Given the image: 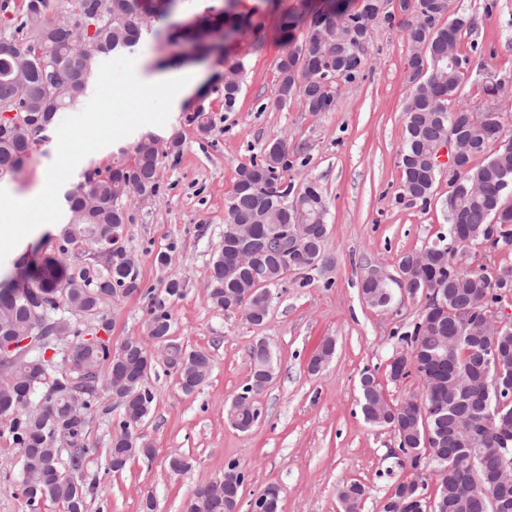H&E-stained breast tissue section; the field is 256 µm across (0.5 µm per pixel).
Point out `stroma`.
Here are the masks:
<instances>
[{
    "label": "stroma",
    "instance_id": "stroma-1",
    "mask_svg": "<svg viewBox=\"0 0 512 512\" xmlns=\"http://www.w3.org/2000/svg\"><path fill=\"white\" fill-rule=\"evenodd\" d=\"M331 0H179L176 8L156 18L152 34L133 52L103 58L82 100L60 112L48 139L16 172L0 176L13 190L30 191L42 173L55 177L54 222L40 233L26 224H0V275L12 273L21 255L38 260L52 255L59 228L68 212L64 192L85 172L109 164L113 155L131 150L139 137L152 132L160 139L181 134L177 161H165L162 188L146 201L129 202L131 220L126 245L138 261L143 288L162 293L168 280L185 285L183 297L171 302L173 336L184 347L209 355L212 372L196 392L184 394L178 376L157 362L146 385L154 395L150 415L139 433L156 450L152 463L136 460L121 472L109 468L107 450L122 410L111 394L101 393L99 408L86 429L91 449L82 477L96 489L86 512H143L153 498L155 512H184L194 489L220 478L235 461L246 472L239 512L271 483L281 489L280 512H342L338 489L355 481L365 488L361 512H383L397 482L408 477L398 438L388 428L368 425L358 406L359 378L370 370L390 402L420 393L416 375L391 379L388 363L403 350L401 335L412 329L423 301L395 291L387 309L369 307L361 296V275L371 265L397 273L404 254L422 249L448 226L444 200L448 180L440 178L429 206L399 203L398 150L404 136L403 112L408 91V42L403 31L382 21L370 25L365 66L352 81H339L332 111L312 114L299 101L286 108L275 104L278 63L289 40H301L310 17L326 10ZM454 8L472 16L473 30L464 32L459 50L477 63L478 72L463 86L459 99L479 111L496 105L512 135V0H453ZM228 11L238 29L224 40L221 53L193 59L201 79L178 109L146 91L133 90L113 104L107 80L122 83L130 63L150 59L166 69L174 55L186 51L168 33L206 16ZM298 24L292 34L280 26L283 14ZM240 63L241 92L234 111L224 109L226 65ZM499 85L497 97L484 88ZM205 108L212 130L201 136L184 122ZM97 113L103 143L87 138L62 140L60 131L81 125L85 113ZM286 138L294 183L317 181L323 188L329 225L322 246L324 268L310 274L301 287L289 272L272 291L266 320L254 325L239 313L209 305L205 292L211 261L224 237V201L240 166L249 164L261 147ZM79 154L67 165L65 153ZM171 256L157 266V253ZM113 345L144 333L146 300L133 295L104 305ZM336 352L319 373L308 364L324 339ZM265 340L277 367L272 380L257 394L261 411L255 426L240 431L227 420V407L251 377L250 350ZM0 419V512H31L22 492L19 450ZM190 464L171 474L170 456Z\"/></svg>",
    "mask_w": 512,
    "mask_h": 512
}]
</instances>
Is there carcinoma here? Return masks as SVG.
<instances>
[{"label": "carcinoma", "mask_w": 512, "mask_h": 512, "mask_svg": "<svg viewBox=\"0 0 512 512\" xmlns=\"http://www.w3.org/2000/svg\"><path fill=\"white\" fill-rule=\"evenodd\" d=\"M175 2L64 0L62 20L49 16V0H23L15 15L8 12V3H1L0 174L20 169L43 142L56 114L80 99L72 91L77 84L86 86L100 55L138 45L143 34L151 32L143 25V17L166 15ZM418 4V17L399 22L410 45L426 47L418 69L408 74L399 200L409 206L430 204L440 172H429L424 157L429 140L440 130L466 134L479 150L459 167L448 169V227L436 237L443 248L437 270L423 273L417 285H398L411 296L441 289L445 308L453 314V319L445 317L439 322L447 333L448 348H441L437 335L412 331L401 336L411 349L403 376L417 374L423 380V391L396 405L389 402L372 373L365 371L360 377L363 419L395 431L399 451L412 469L409 477L397 483L383 512H429L433 474L440 483L450 484L453 477L471 468L479 471L496 465L502 482L512 487V390L491 392L475 412L478 441L471 449L464 443L466 432L454 424L451 401L443 412L427 418L426 426L415 430L411 424L415 404L427 403L434 393L448 390L452 375L471 373L485 359L486 345L471 339V323L487 311L477 300L485 296L493 305L512 306V264L493 271L469 267L470 249L489 240L496 251H512V148L504 146L512 143V137L506 135L498 111L449 108L468 80L470 59L460 53L458 44L462 32L473 28L472 18L455 11L452 0H418ZM375 20L366 11V3L352 13L345 0L313 15L302 40L289 47L278 64L277 104L284 107L296 98L306 112L330 111L338 79L352 81L363 68L366 28ZM299 67L305 69L304 74L296 72ZM185 122L201 135L212 128L202 108L186 115ZM181 146L179 134L163 144L147 134L132 152L123 151L105 169L86 173L64 195L70 215L57 237L56 255L46 258L34 274L22 271L24 258H18L20 272L0 287V336L18 341L42 338L39 345L21 351L23 364L0 363V418L10 421L9 433L20 449L22 491L32 512H39V505L48 498L62 503L66 512H85L86 499L94 490L81 478L89 453L86 417L97 409L102 373L109 386L114 378L125 380V391L116 398L123 415L112 434L109 468L119 472L135 458L148 462L155 458V449L137 433L154 401L146 387L154 365L152 352L132 338L112 347L110 340L96 336V326L77 328L69 309L94 319L104 304L141 292L140 270H129L117 259H96L78 245L94 250L104 246L112 226L129 221L128 201L159 192L162 159L179 156ZM479 156L484 161L474 163ZM292 167L287 142L276 139L239 168L224 203V229L232 224H255L259 238L258 243L245 246L224 237L206 289V301L213 307L232 313L244 312L250 305H271V289L282 283L288 271L278 266L261 241L271 227L293 221L296 205H301L320 238L317 245H323L328 224L322 188L312 180L298 186L289 181ZM259 259L269 265V283L254 288L245 299L239 293L241 282L251 278ZM228 262L238 266L240 280L224 278ZM64 282L75 287L64 292L60 288ZM361 291L362 297L372 298L368 305L373 308L386 309L392 303L393 292L387 283ZM183 294L182 281L170 279L163 295H149L145 332L163 344L166 365L176 371L182 391L189 395L207 381L211 363L205 353L187 350L173 336L169 302ZM58 332L70 339L59 363L54 356L45 358ZM496 342L499 347H511L499 362L502 371L512 375V328L502 331ZM256 346L264 354L251 351L252 368L263 369L271 379L272 353L263 341ZM334 352L333 339H325L310 361V371L319 373ZM38 393V406H30ZM258 417L255 394L247 385L233 399L228 418L233 427L247 431ZM64 461L66 472L61 470ZM244 481L240 464H229L222 477L191 494L186 512H233ZM280 501V488L271 484L251 502V512H279Z\"/></svg>", "instance_id": "1"}]
</instances>
